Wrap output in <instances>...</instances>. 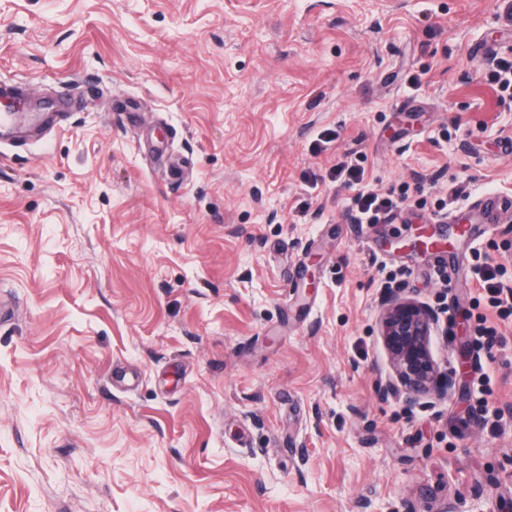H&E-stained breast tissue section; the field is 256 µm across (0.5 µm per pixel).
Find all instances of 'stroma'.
I'll return each mask as SVG.
<instances>
[{
  "label": "stroma",
  "instance_id": "obj_1",
  "mask_svg": "<svg viewBox=\"0 0 512 512\" xmlns=\"http://www.w3.org/2000/svg\"><path fill=\"white\" fill-rule=\"evenodd\" d=\"M511 9L0 0V80L70 102L0 141V512H512V322L481 339L474 274L512 286ZM391 270L457 379L412 409ZM365 168L359 163L339 162L330 169V176L348 185L360 184L364 180ZM395 189L386 194L374 191H360L351 198L350 209L356 213L357 222L360 224H379L389 221L394 217V210L398 208V202L394 197Z\"/></svg>",
  "mask_w": 512,
  "mask_h": 512
}]
</instances>
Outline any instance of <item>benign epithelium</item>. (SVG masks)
Instances as JSON below:
<instances>
[{
	"instance_id": "1",
	"label": "benign epithelium",
	"mask_w": 512,
	"mask_h": 512,
	"mask_svg": "<svg viewBox=\"0 0 512 512\" xmlns=\"http://www.w3.org/2000/svg\"><path fill=\"white\" fill-rule=\"evenodd\" d=\"M436 330L433 310L393 292L385 296L381 335L411 407L423 396L445 395L455 385L453 375L441 372L433 357L430 341Z\"/></svg>"
}]
</instances>
